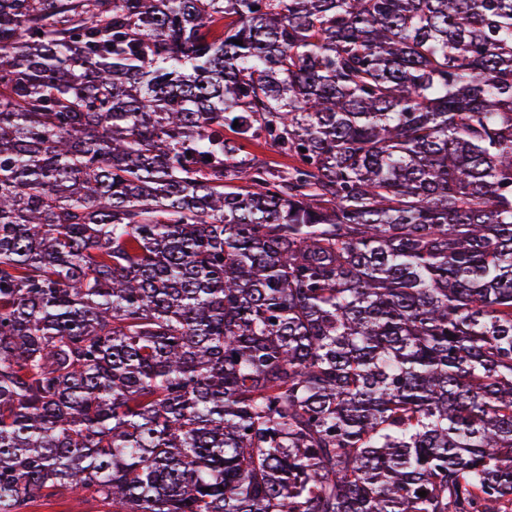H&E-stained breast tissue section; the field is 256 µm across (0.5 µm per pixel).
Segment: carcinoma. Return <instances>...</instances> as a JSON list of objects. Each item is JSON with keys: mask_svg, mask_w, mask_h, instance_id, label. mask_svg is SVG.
Returning a JSON list of instances; mask_svg holds the SVG:
<instances>
[{"mask_svg": "<svg viewBox=\"0 0 512 512\" xmlns=\"http://www.w3.org/2000/svg\"><path fill=\"white\" fill-rule=\"evenodd\" d=\"M68 494L512 505V0H0V512ZM240 142L244 145V150L251 154V157L255 156L267 162L275 171L283 172L288 168V158L279 155L276 148L270 143L266 144L256 140H240Z\"/></svg>", "mask_w": 512, "mask_h": 512, "instance_id": "carcinoma-1", "label": "carcinoma"}]
</instances>
